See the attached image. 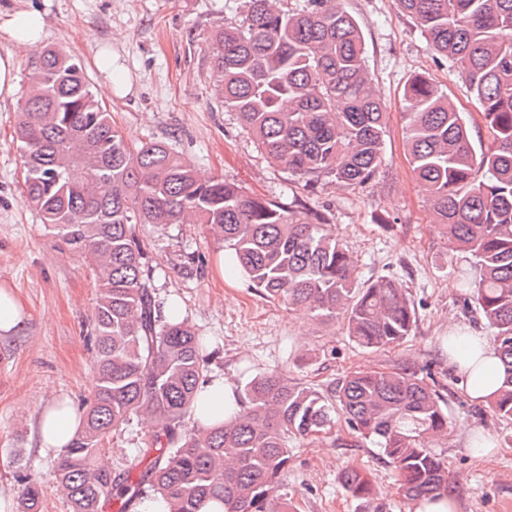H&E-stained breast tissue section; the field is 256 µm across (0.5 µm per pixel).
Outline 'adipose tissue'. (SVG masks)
I'll return each instance as SVG.
<instances>
[{
    "label": "adipose tissue",
    "mask_w": 512,
    "mask_h": 512,
    "mask_svg": "<svg viewBox=\"0 0 512 512\" xmlns=\"http://www.w3.org/2000/svg\"><path fill=\"white\" fill-rule=\"evenodd\" d=\"M0 29L19 44L35 48L45 35L41 13L22 11L0 21ZM448 362L460 378L467 395L485 402L498 390L503 367L495 344L489 336H470L449 328L446 338ZM82 425V413L72 400L53 396L42 410L38 422V437L42 450L56 454L65 451Z\"/></svg>",
    "instance_id": "obj_1"
}]
</instances>
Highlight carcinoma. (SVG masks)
<instances>
[{
  "label": "carcinoma",
  "mask_w": 512,
  "mask_h": 512,
  "mask_svg": "<svg viewBox=\"0 0 512 512\" xmlns=\"http://www.w3.org/2000/svg\"><path fill=\"white\" fill-rule=\"evenodd\" d=\"M291 12L282 0H245L242 19L214 36L212 77L224 107L259 148L311 183L370 181L387 132L384 103L365 65L355 18L337 0ZM430 48L465 78L492 138L476 152L464 115L435 85L415 79L403 96L413 173L428 193L448 245L471 255L479 280L465 302L486 321L505 376L488 402L512 419V0H399ZM26 198L92 270L97 386L56 482L71 512H118L161 495L169 512H294L282 477L290 443L345 429L380 449L405 496L448 490L445 460L428 435L448 424L447 404L425 367L354 371L324 394L278 371L252 376L240 410L213 425L187 426L200 401L203 339L175 297L160 315L141 224H207L230 250L228 268L270 299L320 320L343 317L350 338L380 351L416 325L414 303L389 277L359 285L358 260L327 232L322 216L301 215L222 179L203 181L168 145L128 144L90 90L80 60L44 49L16 128ZM154 423L138 479L112 469L106 444L134 417ZM343 489L372 495L368 475L339 473ZM27 486L19 512H38Z\"/></svg>",
  "instance_id": "carcinoma-1"
}]
</instances>
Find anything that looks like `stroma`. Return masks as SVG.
I'll use <instances>...</instances> for the list:
<instances>
[{
	"label": "stroma",
	"instance_id": "35a3bbf8",
	"mask_svg": "<svg viewBox=\"0 0 512 512\" xmlns=\"http://www.w3.org/2000/svg\"><path fill=\"white\" fill-rule=\"evenodd\" d=\"M358 22L372 83L386 104L388 136L374 178L343 185L324 178L313 186L271 164L235 113L225 110L210 77L213 33L242 18V0H0V11L37 10L48 20L45 44L80 59L92 88L102 74L99 48L112 50L117 84L105 104L128 142L167 143L203 178H221L254 196L305 214L320 213L360 265V282L399 281L417 311L414 332L400 345L369 352L342 321L321 322L267 298L238 273L218 275L224 249L204 224H145L141 235L155 269L159 298L178 296L194 330L210 341L206 371L236 386L256 372L276 370L328 392L355 370L431 365L446 387L448 427L434 448L448 462V487L460 512H512V421L492 417L468 398L448 364L449 327L485 331L464 302V278H475L469 254L449 247L435 224L429 197L406 151L402 93L414 77L430 80L464 112L474 148L491 144L469 90L447 59L434 54L398 0H340ZM19 64L15 93L0 100V284L12 288L30 313L25 330L0 339V493L20 500L23 480L42 490L40 512H70L55 479L57 456L42 454L37 423L50 394L86 407L94 388L91 332L96 285L86 262L41 223L24 197L21 152L13 139L27 97L35 50L0 31V54ZM489 435L500 453L494 470L467 448V429ZM148 433L131 422L110 444L112 463L141 474L150 464L136 444ZM335 432L296 445L285 489L297 512H412L392 469L374 445L355 446ZM348 465L366 470L374 494L363 502L338 480Z\"/></svg>",
	"mask_w": 512,
	"mask_h": 512
}]
</instances>
